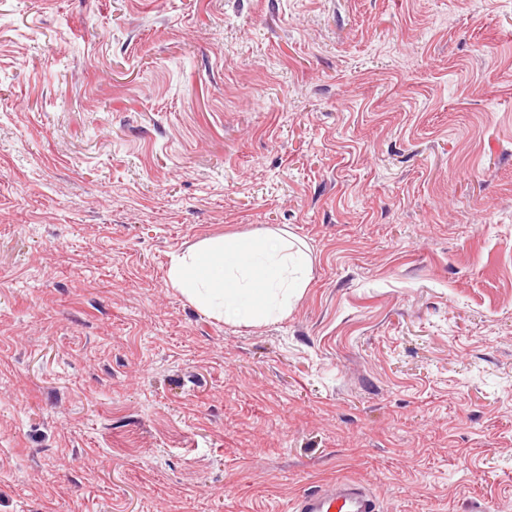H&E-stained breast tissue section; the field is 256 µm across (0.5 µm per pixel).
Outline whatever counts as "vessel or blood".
Masks as SVG:
<instances>
[{
	"mask_svg": "<svg viewBox=\"0 0 512 512\" xmlns=\"http://www.w3.org/2000/svg\"><path fill=\"white\" fill-rule=\"evenodd\" d=\"M290 512H380V504L361 482L339 480L299 496Z\"/></svg>",
	"mask_w": 512,
	"mask_h": 512,
	"instance_id": "b4317fda",
	"label": "vessel or blood"
}]
</instances>
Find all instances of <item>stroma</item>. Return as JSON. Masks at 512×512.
<instances>
[{
    "label": "stroma",
    "instance_id": "1",
    "mask_svg": "<svg viewBox=\"0 0 512 512\" xmlns=\"http://www.w3.org/2000/svg\"><path fill=\"white\" fill-rule=\"evenodd\" d=\"M287 232L283 316L167 277ZM512 512V0H0V512ZM290 512H380L376 496L361 482L339 480L299 496Z\"/></svg>",
    "mask_w": 512,
    "mask_h": 512
}]
</instances>
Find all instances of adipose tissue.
<instances>
[{
    "label": "adipose tissue",
    "instance_id": "adipose-tissue-1",
    "mask_svg": "<svg viewBox=\"0 0 512 512\" xmlns=\"http://www.w3.org/2000/svg\"><path fill=\"white\" fill-rule=\"evenodd\" d=\"M307 275L306 254L283 237L272 247L249 237L206 240L169 269L171 284L195 304L218 315L241 306L253 321L285 312Z\"/></svg>",
    "mask_w": 512,
    "mask_h": 512
}]
</instances>
